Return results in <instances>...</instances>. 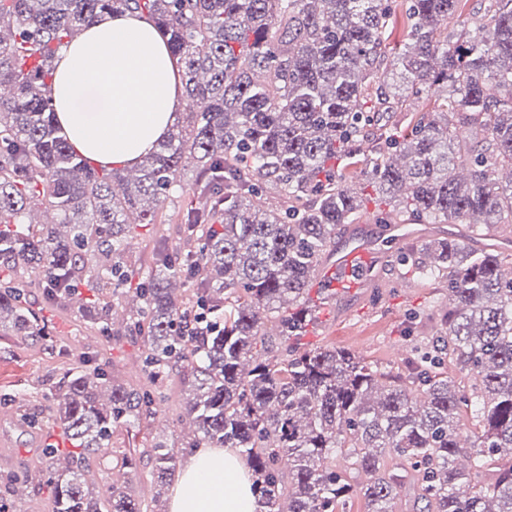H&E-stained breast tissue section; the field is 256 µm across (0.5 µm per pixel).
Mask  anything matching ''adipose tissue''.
Listing matches in <instances>:
<instances>
[{
    "mask_svg": "<svg viewBox=\"0 0 512 512\" xmlns=\"http://www.w3.org/2000/svg\"><path fill=\"white\" fill-rule=\"evenodd\" d=\"M56 118L72 146L104 167L131 166L184 107L177 65L156 29L133 14L104 15L61 53ZM168 512H262L231 448H199L184 462Z\"/></svg>",
    "mask_w": 512,
    "mask_h": 512,
    "instance_id": "1",
    "label": "adipose tissue"
}]
</instances>
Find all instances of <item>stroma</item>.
I'll return each instance as SVG.
<instances>
[{"instance_id":"stroma-1","label":"stroma","mask_w":512,"mask_h":512,"mask_svg":"<svg viewBox=\"0 0 512 512\" xmlns=\"http://www.w3.org/2000/svg\"><path fill=\"white\" fill-rule=\"evenodd\" d=\"M351 182L364 205L354 222L342 229L340 241H347L381 215L409 223L408 214L377 200L363 173H355ZM178 206V198H170L161 208L167 216L165 223L138 228L131 242L136 271L152 264L158 246L184 248V222L177 214ZM421 231L418 238L384 246L386 259L376 266L369 287L326 299L317 325L308 327L301 339L303 347L336 346L382 370L405 371L414 349L436 337L448 305L447 289L434 287L429 279L413 273L407 260L410 250L433 236H453L475 248L491 243L498 251L512 252V231L503 228L490 234L479 224H425ZM28 293L50 338L24 345L17 337L0 335V420L8 427L7 439H0V478L19 477L15 498L26 512H49L51 489L41 474V453L51 444L63 446L64 439L60 429L48 422L46 398L57 392L63 373L86 361L101 367L116 384L144 388L148 379L142 363L143 339L130 335L125 324L114 323L107 333L82 317L77 301L47 302L43 285L34 274L28 278ZM161 390L163 397L153 415L117 428L110 452L88 462L101 488L111 482L117 459L134 455V465L125 469L120 482L141 502L144 512H164L167 505L151 480L153 463L148 450L153 437L166 438L178 459L189 455L181 446L184 434L191 430L189 422L182 419L186 397L182 376L170 374L162 381Z\"/></svg>"}]
</instances>
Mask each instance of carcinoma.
<instances>
[{"mask_svg":"<svg viewBox=\"0 0 512 512\" xmlns=\"http://www.w3.org/2000/svg\"><path fill=\"white\" fill-rule=\"evenodd\" d=\"M394 2L0 0V265L38 272L51 300L87 288L80 312L109 329L129 293L125 214L157 223L193 165L183 218L196 251L183 263L157 253L127 329L144 337L152 381L183 374L185 447L239 449L265 512H337L360 476L368 512H395L385 452L408 464L429 512H512V254L445 237L412 252L415 270L448 288V310L404 377L344 349L299 347L315 321L313 279L363 205L348 167L363 164L378 199L421 224H512V179L499 180L512 174V0H480L478 38L448 31L463 0H401L409 42L391 57ZM105 12L147 16L187 100L132 177L91 167L53 105L60 50ZM433 89L438 111L389 125ZM269 189L282 209L266 207ZM38 205L58 222L33 223ZM0 329L45 340L21 281L0 282ZM447 360L474 376L469 388L448 379ZM50 401L72 445L64 469L58 449L43 453L51 512H141L114 482L94 493L85 462L109 453L117 425L150 414L153 394L70 370ZM150 454L163 487L177 456L160 438Z\"/></svg>","mask_w":512,"mask_h":512,"instance_id":"cac0c4a2","label":"carcinoma"}]
</instances>
